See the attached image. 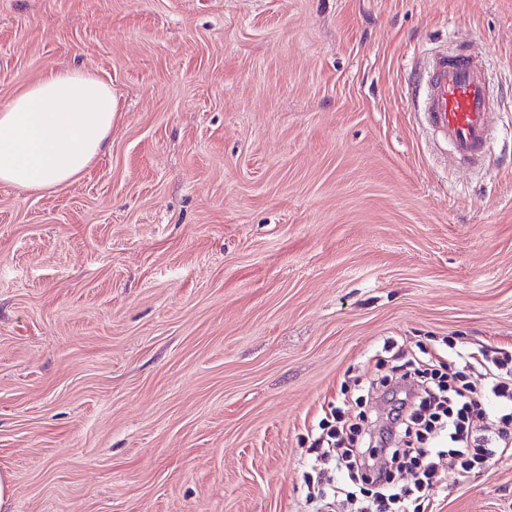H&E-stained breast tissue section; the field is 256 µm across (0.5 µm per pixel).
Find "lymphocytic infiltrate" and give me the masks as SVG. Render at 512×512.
I'll list each match as a JSON object with an SVG mask.
<instances>
[{"mask_svg":"<svg viewBox=\"0 0 512 512\" xmlns=\"http://www.w3.org/2000/svg\"><path fill=\"white\" fill-rule=\"evenodd\" d=\"M394 402L370 446L361 438L337 429L324 430L310 446L325 466L332 494L358 498L359 512H405L402 494L387 471L375 470L372 459L382 453L408 462L415 471V487H429L441 463L459 465L458 478L467 481L469 461L489 454L512 457V355L495 348L480 353H456L447 376H438L416 356L392 366L382 379ZM501 406L500 427L474 434L471 412L488 400Z\"/></svg>","mask_w":512,"mask_h":512,"instance_id":"1","label":"lymphocytic infiltrate"}]
</instances>
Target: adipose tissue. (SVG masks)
I'll return each instance as SVG.
<instances>
[{"mask_svg": "<svg viewBox=\"0 0 512 512\" xmlns=\"http://www.w3.org/2000/svg\"><path fill=\"white\" fill-rule=\"evenodd\" d=\"M117 111L113 89L82 67L48 73L0 107V182L69 184L106 149Z\"/></svg>", "mask_w": 512, "mask_h": 512, "instance_id": "ef3b65f1", "label": "adipose tissue"}]
</instances>
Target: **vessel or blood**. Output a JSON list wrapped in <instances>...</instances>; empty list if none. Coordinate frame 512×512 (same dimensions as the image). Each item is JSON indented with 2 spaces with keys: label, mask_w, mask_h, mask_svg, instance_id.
Returning <instances> with one entry per match:
<instances>
[{
  "label": "vessel or blood",
  "mask_w": 512,
  "mask_h": 512,
  "mask_svg": "<svg viewBox=\"0 0 512 512\" xmlns=\"http://www.w3.org/2000/svg\"><path fill=\"white\" fill-rule=\"evenodd\" d=\"M413 103L423 112L435 147L478 162L491 141L490 96L479 59L466 49L436 55L419 73Z\"/></svg>",
  "instance_id": "b4317fda"
}]
</instances>
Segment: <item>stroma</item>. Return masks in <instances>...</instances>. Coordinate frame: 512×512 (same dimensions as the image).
I'll return each instance as SVG.
<instances>
[{
	"label": "stroma",
	"mask_w": 512,
	"mask_h": 512,
	"mask_svg": "<svg viewBox=\"0 0 512 512\" xmlns=\"http://www.w3.org/2000/svg\"><path fill=\"white\" fill-rule=\"evenodd\" d=\"M442 44L498 97L477 169L407 102ZM74 65L109 149L0 183L13 512H310L319 422L389 409L385 343L512 353V0H0V107ZM430 495L512 512V458Z\"/></svg>",
	"instance_id": "35a3bbf8"
}]
</instances>
